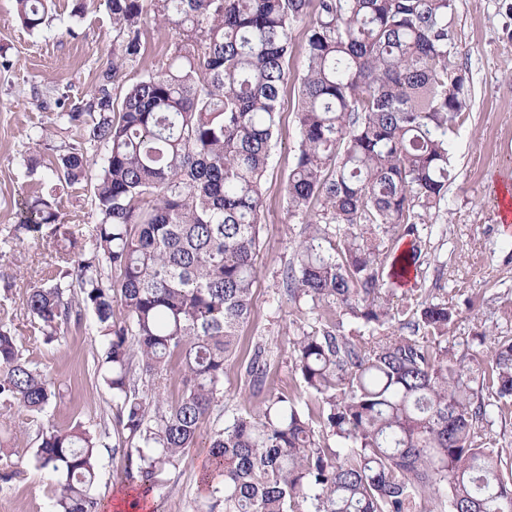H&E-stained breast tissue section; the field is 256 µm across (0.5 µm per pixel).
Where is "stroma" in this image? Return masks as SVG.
<instances>
[{
    "mask_svg": "<svg viewBox=\"0 0 512 512\" xmlns=\"http://www.w3.org/2000/svg\"><path fill=\"white\" fill-rule=\"evenodd\" d=\"M74 0H55L51 28L29 31L15 12V0H0V46L8 67H0V239L10 237L19 222L17 203L35 177L24 156L40 153L49 160L63 153L78 137L77 130L60 129L55 112L42 99L76 98L96 82L99 69L112 57L114 31L105 0H89L83 16H72ZM453 32L458 62L470 78L466 117L449 137L456 176L439 212L419 224L422 250L415 282L423 295L448 304L455 312L450 334L456 353H488L495 340L512 336V320L501 311L512 303V221L503 222L495 194L512 190V0H454ZM144 48L123 82L131 84L146 70L165 62L171 41L164 29L148 25ZM298 131L293 92H286L280 109L278 144L266 174L265 220L260 232L258 282L253 316L241 335L244 349L261 347L266 364L262 386L249 389L236 371L224 379V397L204 427L215 431L233 415L256 407L269 392H298L299 379L290 360L288 339L310 328V315L299 312L286 293L284 272L293 246L302 236L300 219L287 213L284 181L293 161ZM64 220L79 243H88L99 216L89 188L74 190L62 206ZM54 260L45 241L25 235L13 251L0 256V318L10 321L27 356L47 370L58 392L50 420L64 428L81 422L102 430L112 418V392L100 367L105 343L89 327H65L61 342L47 345L34 331L26 308L31 282L40 279ZM489 335L477 343L476 331ZM98 478L92 489L102 512H115L117 491L138 495L126 480L125 457L113 453L116 431H102ZM0 437L10 439L12 481L0 487V512H49L58 492L55 474L39 469L34 460L36 426L16 406L0 405ZM207 459L204 445L190 448L164 485L147 499L151 512H190L200 501V478Z\"/></svg>",
    "mask_w": 512,
    "mask_h": 512,
    "instance_id": "35a3bbf8",
    "label": "stroma"
}]
</instances>
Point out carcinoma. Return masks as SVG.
Instances as JSON below:
<instances>
[{
    "mask_svg": "<svg viewBox=\"0 0 512 512\" xmlns=\"http://www.w3.org/2000/svg\"><path fill=\"white\" fill-rule=\"evenodd\" d=\"M52 0H16L31 31ZM112 61L56 121L83 131L48 166L53 184L20 203L13 239L55 248L26 307L44 341L91 313L107 342L104 382L127 449L126 477L146 491L208 444L205 512H512V453L484 432L512 416V338L456 356L454 313L390 288L421 251L380 256L392 231L414 237L452 179L448 152L469 99L457 62L453 0H106ZM167 29V63L115 93L139 60L145 26ZM299 144L285 187L306 236L286 292L318 327L290 338L307 400L272 393L222 430L202 429L237 369L260 382L262 350L237 362L253 314L263 182L297 23ZM107 156L91 174L89 152ZM92 184L100 216L80 247L59 203ZM335 244L326 247L329 225ZM79 258L68 267L72 253ZM366 334L345 333L344 322ZM175 373L182 394L168 399ZM54 383L0 319V403L37 425L38 466L62 481L51 512H98L101 435L46 420ZM336 439V446L329 444Z\"/></svg>",
    "mask_w": 512,
    "mask_h": 512,
    "instance_id": "obj_1",
    "label": "carcinoma"
}]
</instances>
